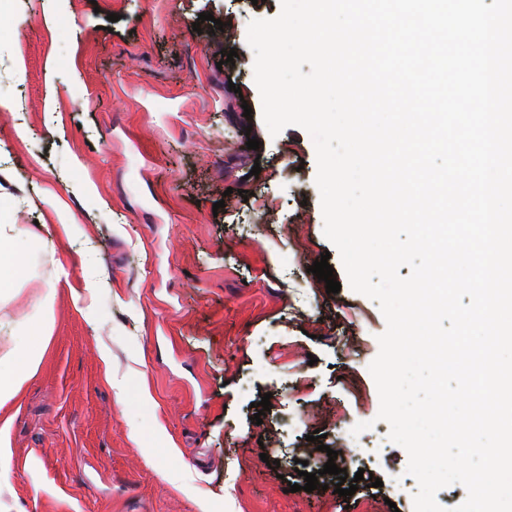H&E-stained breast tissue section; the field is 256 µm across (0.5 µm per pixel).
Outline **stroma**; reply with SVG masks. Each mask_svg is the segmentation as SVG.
Masks as SVG:
<instances>
[{
    "label": "stroma",
    "mask_w": 512,
    "mask_h": 512,
    "mask_svg": "<svg viewBox=\"0 0 512 512\" xmlns=\"http://www.w3.org/2000/svg\"><path fill=\"white\" fill-rule=\"evenodd\" d=\"M279 12L0 0V224L36 242L0 354L38 318L47 333L0 413V512H414L369 372L386 321L324 235L310 135L262 118L247 31ZM324 254L339 293L308 271ZM341 417L372 424L346 467L363 480L303 491L297 461L325 465Z\"/></svg>",
    "instance_id": "obj_1"
}]
</instances>
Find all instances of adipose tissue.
Segmentation results:
<instances>
[{"label": "adipose tissue", "instance_id": "adipose-tissue-1", "mask_svg": "<svg viewBox=\"0 0 512 512\" xmlns=\"http://www.w3.org/2000/svg\"><path fill=\"white\" fill-rule=\"evenodd\" d=\"M39 331L18 335L13 349L0 355V409L21 393L42 360Z\"/></svg>", "mask_w": 512, "mask_h": 512}]
</instances>
